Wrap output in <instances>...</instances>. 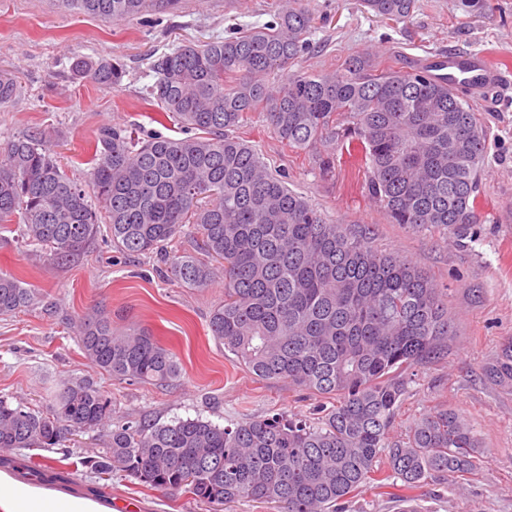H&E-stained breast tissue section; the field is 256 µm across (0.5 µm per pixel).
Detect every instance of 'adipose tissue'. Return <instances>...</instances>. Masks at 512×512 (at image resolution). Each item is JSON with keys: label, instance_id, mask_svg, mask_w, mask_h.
Returning a JSON list of instances; mask_svg holds the SVG:
<instances>
[{"label": "adipose tissue", "instance_id": "1", "mask_svg": "<svg viewBox=\"0 0 512 512\" xmlns=\"http://www.w3.org/2000/svg\"><path fill=\"white\" fill-rule=\"evenodd\" d=\"M0 512H113L111 505L23 482L0 470Z\"/></svg>", "mask_w": 512, "mask_h": 512}]
</instances>
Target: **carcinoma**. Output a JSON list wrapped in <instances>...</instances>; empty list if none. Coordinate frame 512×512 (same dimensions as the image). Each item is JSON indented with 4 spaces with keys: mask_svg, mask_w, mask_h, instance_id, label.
Returning <instances> with one entry per match:
<instances>
[{
    "mask_svg": "<svg viewBox=\"0 0 512 512\" xmlns=\"http://www.w3.org/2000/svg\"><path fill=\"white\" fill-rule=\"evenodd\" d=\"M275 21L239 35L178 47L157 57L151 96L163 114L207 136L140 138L104 126L90 173L98 206L59 169L46 136L0 143V223L19 213L26 242L58 262L107 233L123 253L152 255L192 225L198 248L222 266L224 303L209 326L224 349L259 380H285L333 400L314 417H255L220 426L201 416L112 425V399L87 380L67 381L47 411L0 398V450H51L71 432L96 430L102 448L88 463L160 491L192 495L220 512L235 501H267L279 512H345L384 466L400 480L401 501L433 478L473 475L481 448L451 409L417 420L406 439L388 431L412 368L448 356L455 336L446 295L419 266L370 243L364 227L330 224L287 178L269 171L238 136L253 112L298 150L323 147L328 174L336 148L370 168L368 196L394 224L420 231L463 228L480 217L486 131L473 109L431 70H405L362 53L341 70L290 73L309 52L314 23L300 0ZM364 12L396 24L416 0H359ZM64 7L121 22L179 0H61ZM79 78L121 85L118 60L80 57ZM20 84L0 72V107ZM167 273L190 288L215 268L185 252ZM37 304L32 288L0 276V315ZM90 364L139 383L181 374L176 357L139 329L120 331L99 310L78 326ZM512 379V349L486 370Z\"/></svg>",
    "mask_w": 512,
    "mask_h": 512,
    "instance_id": "1",
    "label": "carcinoma"
}]
</instances>
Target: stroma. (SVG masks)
Instances as JSON below:
<instances>
[{"label":"stroma","instance_id":"35a3bbf8","mask_svg":"<svg viewBox=\"0 0 512 512\" xmlns=\"http://www.w3.org/2000/svg\"><path fill=\"white\" fill-rule=\"evenodd\" d=\"M280 0H182L177 13L149 12L122 22L58 7L56 0H0V70L15 74L21 92L0 108V141L48 133L64 173L89 181L94 141L105 125L139 135L181 138L185 130L150 100L157 55L184 44L234 35L273 20ZM315 24L309 53L295 72L342 69L367 50L412 68L442 52L480 53L512 79V0H489L484 14L465 12L460 0H417L409 22L388 24L364 12L359 0H308ZM119 59L125 76L112 88L75 77L77 57ZM487 133L481 175V220L464 235L433 227L412 230L390 223L368 197L366 170L337 157L321 176L314 153L288 148L260 114L241 135L269 169L286 174L290 189L306 196L331 224L370 231L375 248L416 262L448 295L456 342L446 359L418 366L389 430L403 437L419 418L438 408L460 413L482 445L476 479L452 485L430 481L416 502L419 512H512V381L484 376L501 348L512 343V93L469 98ZM19 224L0 227V275L34 288V308L0 315V397L45 408L61 381H93L112 399L115 421L196 415L222 426L248 416L311 415L319 397L285 381H259L225 350L209 327L224 300V279L188 288L164 274L156 256H128L99 240L72 261L55 263L47 250L18 239ZM103 309L115 328L138 326L176 353L182 375L173 386L120 379L86 359L75 329L91 308ZM97 432L68 441L71 457L45 452L53 488L132 504L136 512H211L184 492L147 488L116 472L97 475L81 462L99 447Z\"/></svg>","mask_w":512,"mask_h":512}]
</instances>
